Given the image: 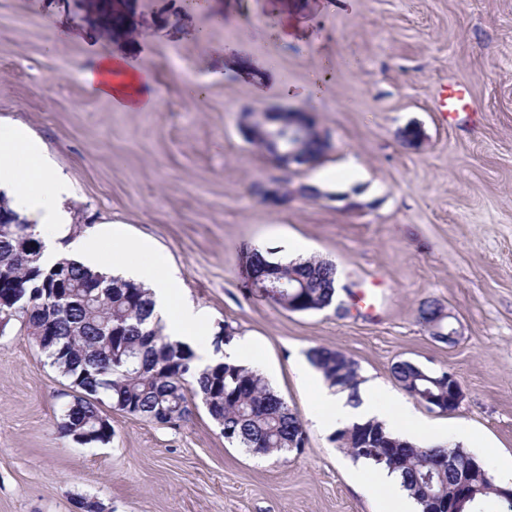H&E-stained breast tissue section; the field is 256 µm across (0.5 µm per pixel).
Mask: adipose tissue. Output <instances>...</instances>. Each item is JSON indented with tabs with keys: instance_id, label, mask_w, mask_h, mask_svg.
I'll list each match as a JSON object with an SVG mask.
<instances>
[{
	"instance_id": "ef3b65f1",
	"label": "adipose tissue",
	"mask_w": 512,
	"mask_h": 512,
	"mask_svg": "<svg viewBox=\"0 0 512 512\" xmlns=\"http://www.w3.org/2000/svg\"><path fill=\"white\" fill-rule=\"evenodd\" d=\"M78 72L91 93L109 99L117 110L146 112L158 105L150 91L151 73L132 67L109 50H102L90 65L79 66ZM0 193L8 198L15 213L34 224L44 240V267L65 257L94 271L141 284L150 290L155 303L153 317L163 323L169 340L191 347L198 365L215 363L218 358L206 340L211 333L210 315L188 300L164 252L146 240L130 241L120 224H102L77 240L67 241L69 215L63 203L70 195L69 181L50 162L47 145L19 123L0 121ZM298 373L311 388L315 404L312 419L323 431L374 419L390 433L419 445L454 442L478 455L486 453L485 442L470 428L433 427L395 394L375 385L361 386L353 398L325 385L309 366H301Z\"/></svg>"
}]
</instances>
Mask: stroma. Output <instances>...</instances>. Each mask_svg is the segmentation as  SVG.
Returning <instances> with one entry per match:
<instances>
[{"label":"stroma","instance_id":"stroma-1","mask_svg":"<svg viewBox=\"0 0 512 512\" xmlns=\"http://www.w3.org/2000/svg\"><path fill=\"white\" fill-rule=\"evenodd\" d=\"M102 49L152 73L155 111L88 92L72 65ZM444 81L469 87L473 113L436 112ZM288 105L331 134L316 166L279 169L239 130L241 108ZM0 120L47 144L72 186V236L116 222L154 240L213 324L260 345L306 432L301 452L258 457L225 441L204 406L164 424L106 404L110 443H76L59 427L68 380L15 323L0 332V512H77L84 499L105 512H380V490L356 483L355 461L311 419L296 365L315 346L397 393L396 362L454 372L456 412L408 405L512 457V0H0ZM408 126L420 132L411 145ZM350 159L362 209L333 201L330 184L323 199L278 207L255 193ZM289 237L342 283L383 280L377 314L290 312L251 295L241 246ZM428 300L453 314L455 343L420 323Z\"/></svg>","mask_w":512,"mask_h":512}]
</instances>
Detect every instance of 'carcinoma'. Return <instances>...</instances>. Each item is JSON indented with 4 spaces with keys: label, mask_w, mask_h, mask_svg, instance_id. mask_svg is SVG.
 Wrapping results in <instances>:
<instances>
[{
    "label": "carcinoma",
    "mask_w": 512,
    "mask_h": 512,
    "mask_svg": "<svg viewBox=\"0 0 512 512\" xmlns=\"http://www.w3.org/2000/svg\"><path fill=\"white\" fill-rule=\"evenodd\" d=\"M30 243L29 262L16 288H1L0 301L15 309L8 323L19 322L33 342L49 329L56 342L40 349L76 392L62 415L61 426L71 436L78 431L91 434L88 443L106 444L112 439V425H103L102 405L156 422L184 420L193 414L194 398L201 397L210 417L229 443L256 456L279 455L300 441L301 422L288 403L257 370L230 363L198 370L193 353L172 342L152 322L154 301L148 289L121 277L96 273L63 259L46 269L39 258L43 242L35 225L22 221L5 224L0 232V268L8 267L17 241ZM256 293L283 308L298 303L308 311L322 310L336 302V267L321 259L282 261L272 252L255 246L242 251ZM100 286L94 302L84 298L87 281ZM307 358L332 386L357 396L360 385L357 363L348 355L325 347H313ZM392 373L410 395H448L444 378L448 373L428 372L402 360ZM392 441L396 458L390 464L378 462L372 454L357 449L355 433L343 428L334 441L356 461L397 474L413 499L422 488L448 495L454 475L433 468L435 460L459 457L460 447H423L395 437L374 420L363 423ZM491 467L482 465L475 481L488 491L471 507L472 512H512L486 477Z\"/></svg>",
    "instance_id": "cac0c4a2"
}]
</instances>
